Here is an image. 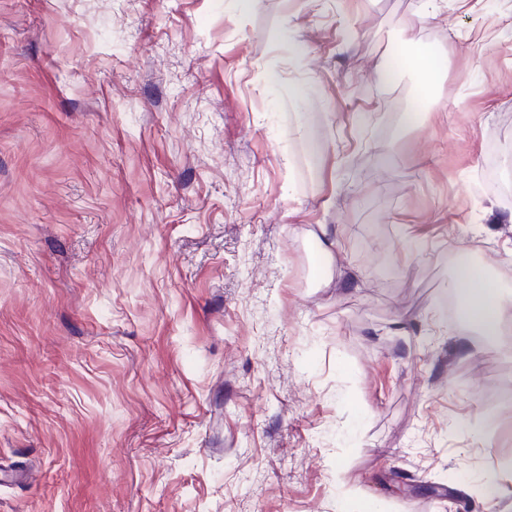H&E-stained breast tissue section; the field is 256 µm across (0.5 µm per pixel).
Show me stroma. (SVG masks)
Returning a JSON list of instances; mask_svg holds the SVG:
<instances>
[{
	"instance_id": "obj_1",
	"label": "stroma",
	"mask_w": 512,
	"mask_h": 512,
	"mask_svg": "<svg viewBox=\"0 0 512 512\" xmlns=\"http://www.w3.org/2000/svg\"><path fill=\"white\" fill-rule=\"evenodd\" d=\"M495 146L512 0H0V512H482ZM453 288L460 295L466 329L489 339L501 336L506 326L511 294L506 297L502 283L480 266L460 269Z\"/></svg>"
}]
</instances>
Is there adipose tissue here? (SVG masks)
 Listing matches in <instances>:
<instances>
[{"instance_id":"obj_1","label":"adipose tissue","mask_w":512,"mask_h":512,"mask_svg":"<svg viewBox=\"0 0 512 512\" xmlns=\"http://www.w3.org/2000/svg\"><path fill=\"white\" fill-rule=\"evenodd\" d=\"M454 287L463 304L467 331L489 339L501 336L512 309V298L502 283L482 267L467 266L460 269Z\"/></svg>"}]
</instances>
